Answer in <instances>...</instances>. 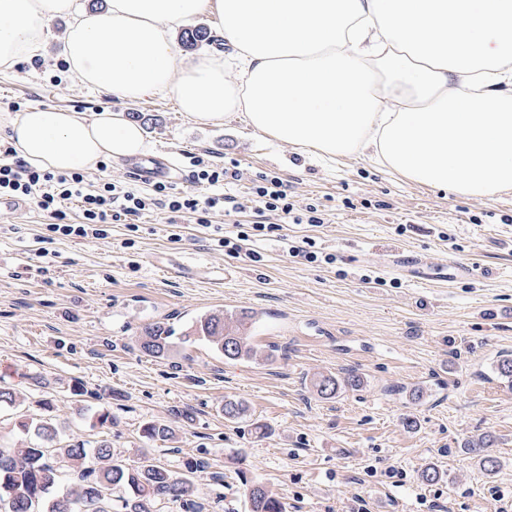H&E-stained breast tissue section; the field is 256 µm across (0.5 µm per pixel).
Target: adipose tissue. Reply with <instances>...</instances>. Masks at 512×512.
Listing matches in <instances>:
<instances>
[{
    "label": "adipose tissue",
    "mask_w": 512,
    "mask_h": 512,
    "mask_svg": "<svg viewBox=\"0 0 512 512\" xmlns=\"http://www.w3.org/2000/svg\"><path fill=\"white\" fill-rule=\"evenodd\" d=\"M0 0V68L40 55L51 24L84 85L119 100L173 95L203 123L241 116L321 164L376 156L421 185L512 188V0ZM215 18L230 56L186 59L175 34ZM19 156L53 172L143 154L140 124L58 107L0 113Z\"/></svg>",
    "instance_id": "obj_1"
}]
</instances>
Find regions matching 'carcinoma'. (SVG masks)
<instances>
[{
  "instance_id": "1",
  "label": "carcinoma",
  "mask_w": 512,
  "mask_h": 512,
  "mask_svg": "<svg viewBox=\"0 0 512 512\" xmlns=\"http://www.w3.org/2000/svg\"><path fill=\"white\" fill-rule=\"evenodd\" d=\"M255 322L252 313L222 310L194 317L181 331L172 323L156 322L145 327L137 348L160 357L185 343L203 341L227 359L255 360L262 353L247 334L249 324ZM360 384V376L351 373L342 381L323 376L315 387L322 396H334L343 387L354 389ZM22 402L17 388L0 386V409H17ZM19 427L33 431V438L20 447L0 445V512H161V504L168 501L185 502L193 512L206 510L204 503L193 500L195 474L203 468L197 460L188 459L175 471L150 457L147 448L141 462L128 465L114 456L106 440L60 445L50 418L26 417ZM142 436L152 444L166 442L173 430L149 422L143 425ZM492 445L493 439L485 435L469 442L465 450L492 472L498 466L497 458L488 453ZM65 473L70 487L61 492ZM249 500L251 512H284L282 503L259 485L250 488Z\"/></svg>"
}]
</instances>
